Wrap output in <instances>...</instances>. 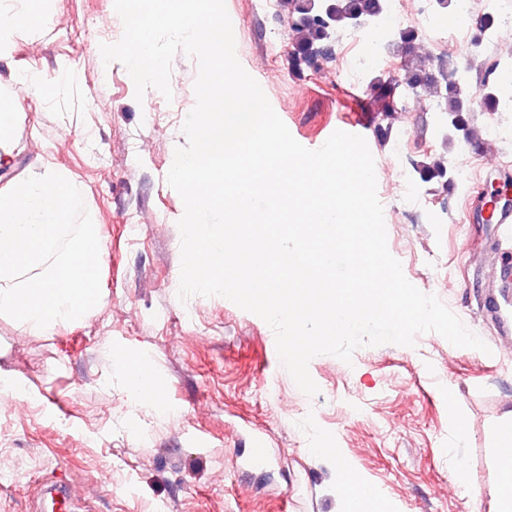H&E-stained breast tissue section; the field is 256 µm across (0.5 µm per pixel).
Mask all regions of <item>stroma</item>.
<instances>
[{
	"label": "stroma",
	"instance_id": "obj_1",
	"mask_svg": "<svg viewBox=\"0 0 512 512\" xmlns=\"http://www.w3.org/2000/svg\"><path fill=\"white\" fill-rule=\"evenodd\" d=\"M236 55L292 136L320 148L358 115L375 158L388 247L405 276L492 350L457 348L435 333L414 346H363L351 363L319 355L307 396L283 367L272 329L226 298L180 301L184 213L167 174L195 104L197 65L172 61L171 98L135 99L126 67L103 64L117 42L113 0H51L39 37L20 35L9 68L46 71V99L15 94L14 169L36 157L64 171L98 224L102 302L80 320L23 332L0 316V378L27 399L0 407V512H37L46 474L81 491L73 512H344L337 457L378 490L386 512H487L497 478L495 430L512 417V338L480 308L481 268L497 227L481 221L491 192L512 185V130L470 113L476 138L427 112L382 120L371 72L332 49L320 67L292 71L288 14L226 0ZM443 157L449 188L421 181L415 163ZM409 176L414 192L391 185ZM151 371L164 399L131 395L126 359ZM266 452L252 468L254 449ZM463 468L456 479L451 463Z\"/></svg>",
	"mask_w": 512,
	"mask_h": 512
}]
</instances>
